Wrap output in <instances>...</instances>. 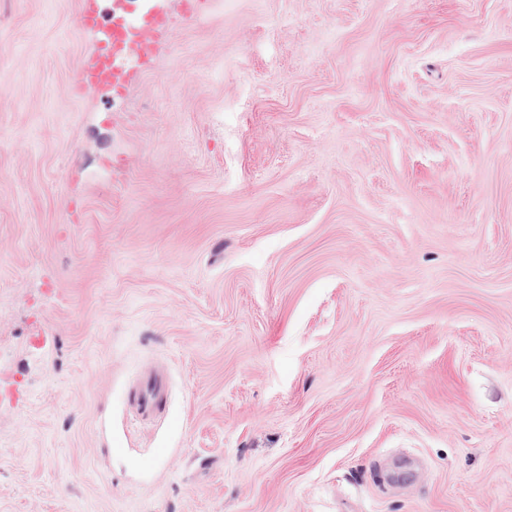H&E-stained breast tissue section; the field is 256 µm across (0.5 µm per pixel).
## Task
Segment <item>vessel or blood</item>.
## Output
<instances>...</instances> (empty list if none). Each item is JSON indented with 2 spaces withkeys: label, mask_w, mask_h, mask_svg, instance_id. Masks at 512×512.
<instances>
[{
  "label": "vessel or blood",
  "mask_w": 512,
  "mask_h": 512,
  "mask_svg": "<svg viewBox=\"0 0 512 512\" xmlns=\"http://www.w3.org/2000/svg\"><path fill=\"white\" fill-rule=\"evenodd\" d=\"M79 27L94 33L100 44L114 39L110 21L102 10L101 0H80L77 16ZM170 24L165 7L141 14L134 25L128 26V43L124 50L104 56L100 49L89 53L77 74L76 88L81 95H91L102 86H113L116 92L126 93L135 85L141 71L150 68L157 58ZM164 398L156 382H147L139 409L145 414L161 412Z\"/></svg>",
  "instance_id": "obj_1"
}]
</instances>
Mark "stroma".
<instances>
[{
	"label": "stroma",
	"mask_w": 512,
	"mask_h": 512,
	"mask_svg": "<svg viewBox=\"0 0 512 512\" xmlns=\"http://www.w3.org/2000/svg\"><path fill=\"white\" fill-rule=\"evenodd\" d=\"M78 7L0 0V512H512V0H169L118 110ZM164 398L159 385L154 381H148L143 390V398L139 402V409L143 414H157L161 412Z\"/></svg>",
	"instance_id": "stroma-1"
}]
</instances>
